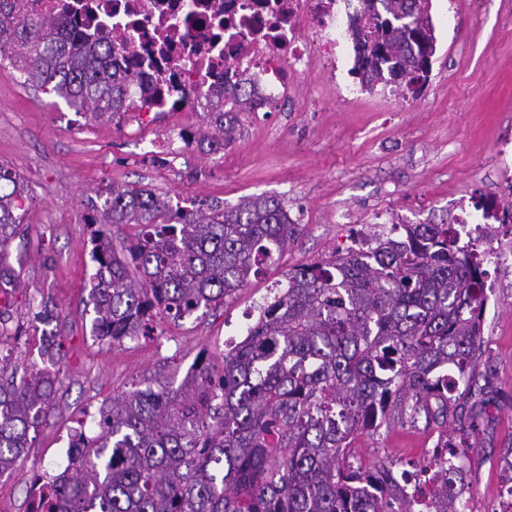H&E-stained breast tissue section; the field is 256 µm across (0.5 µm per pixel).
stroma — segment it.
<instances>
[{"label": "stroma", "instance_id": "stroma-1", "mask_svg": "<svg viewBox=\"0 0 512 512\" xmlns=\"http://www.w3.org/2000/svg\"><path fill=\"white\" fill-rule=\"evenodd\" d=\"M436 50L416 96L380 84L363 88L351 73L354 51L340 35L335 66L288 86L264 115H240L241 133L210 153L167 135L203 129L199 111L129 112L95 122L52 94L33 90L0 60V166L15 173L29 206L0 251V321L20 334L1 343L17 378L48 368L40 339L62 345L54 400L34 447L0 476V512H28L35 478L68 464L77 426L98 432V411L112 396L156 372L183 388L196 356L224 364L278 282L294 268L349 246L351 227L389 233L395 224H444L455 202L512 199L496 172L512 164V0H432ZM155 189L172 202L235 204L247 196L282 200L297 232L279 261L201 317L163 321L154 336L115 343L92 332L86 301L94 273L85 218L111 187ZM484 343L477 360L498 407L473 446L468 476L472 512L501 501L500 458L512 447V262L487 268ZM434 428L392 426L361 435L365 460L407 463L434 447Z\"/></svg>", "mask_w": 512, "mask_h": 512}]
</instances>
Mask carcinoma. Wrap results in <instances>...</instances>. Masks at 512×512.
Returning <instances> with one entry per match:
<instances>
[{
    "instance_id": "carcinoma-1",
    "label": "carcinoma",
    "mask_w": 512,
    "mask_h": 512,
    "mask_svg": "<svg viewBox=\"0 0 512 512\" xmlns=\"http://www.w3.org/2000/svg\"><path fill=\"white\" fill-rule=\"evenodd\" d=\"M432 0H360L349 32L351 74L366 86L411 89L435 53ZM76 16L15 14L0 0V53L30 86L49 89L97 122L121 117L134 76L112 70L116 36L84 32ZM235 105L203 107L214 133H183L216 151L234 140L254 100L224 86ZM19 178L0 166V246L21 222ZM97 269L87 305L93 333L114 342L156 333L163 319L203 315L288 248L296 224L275 197L184 210L149 188L112 187L89 216ZM109 224L140 227L118 249ZM366 252L288 273L245 338L216 370L200 354L179 391L158 374L112 397L99 432L48 484L49 512H466L470 431L489 418L478 384L486 288L482 262L447 224H400ZM0 358V476L39 433L53 400L48 372L8 381ZM437 428L429 461L398 469L353 453L361 432L419 420ZM512 498V448L501 460Z\"/></svg>"
}]
</instances>
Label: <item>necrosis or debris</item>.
Listing matches in <instances>:
<instances>
[{
    "instance_id": "obj_1",
    "label": "necrosis or debris",
    "mask_w": 512,
    "mask_h": 512,
    "mask_svg": "<svg viewBox=\"0 0 512 512\" xmlns=\"http://www.w3.org/2000/svg\"><path fill=\"white\" fill-rule=\"evenodd\" d=\"M24 12L80 13L123 40L112 67L138 77L132 100L182 112L244 83L270 107L295 75L336 59L338 0H18Z\"/></svg>"
}]
</instances>
